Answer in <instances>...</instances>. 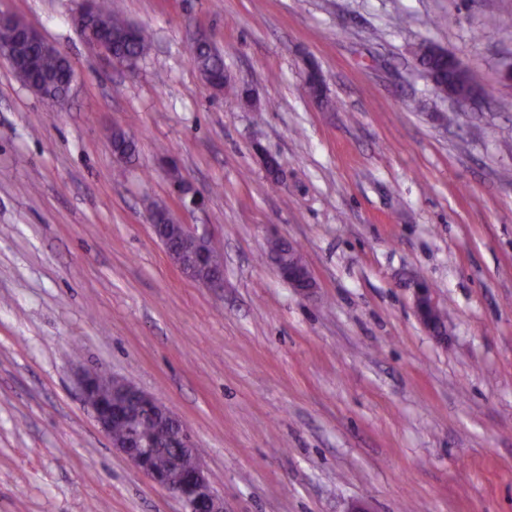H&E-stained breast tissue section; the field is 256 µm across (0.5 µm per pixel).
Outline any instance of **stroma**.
I'll use <instances>...</instances> for the list:
<instances>
[{
    "label": "stroma",
    "mask_w": 512,
    "mask_h": 512,
    "mask_svg": "<svg viewBox=\"0 0 512 512\" xmlns=\"http://www.w3.org/2000/svg\"><path fill=\"white\" fill-rule=\"evenodd\" d=\"M115 5L153 35L130 71L75 29L84 0H0L75 71L55 104L0 59V512H186L113 448L80 371L163 401L225 512H512V0ZM200 34L229 89L192 65ZM424 44L484 100L437 94ZM311 63L332 108L307 92ZM113 125L137 138L123 165ZM172 165L204 209H178ZM154 201L208 233L221 290L174 268ZM275 237L312 297L267 261ZM282 243L284 251H270L271 261L281 278L302 297H310L317 288L312 272L307 263L298 258V249L288 240L277 239ZM288 250V259L285 251ZM412 289L415 313L419 322L430 335L436 339L443 338L442 312L433 299L431 287L427 282L418 280Z\"/></svg>",
    "instance_id": "1"
}]
</instances>
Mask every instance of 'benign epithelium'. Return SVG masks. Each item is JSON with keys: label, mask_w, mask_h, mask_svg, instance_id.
Instances as JSON below:
<instances>
[{"label": "benign epithelium", "mask_w": 512, "mask_h": 512, "mask_svg": "<svg viewBox=\"0 0 512 512\" xmlns=\"http://www.w3.org/2000/svg\"><path fill=\"white\" fill-rule=\"evenodd\" d=\"M178 193L181 206L187 211L204 205V200L184 182ZM149 223L165 253L184 277L207 288L224 287V259L205 235L183 223L164 230L152 213L149 214ZM280 243L283 250L270 253L277 273L300 296L310 297L317 285L309 266L298 258V249L291 242L282 239ZM413 296L419 322L430 335L441 338L442 312L433 299L429 284L423 280L416 281ZM77 381L96 422L109 437L117 424L133 419L142 411L172 425L173 431L152 445L114 440L112 447L154 484L181 499L186 512H224V497L213 489L209 475L196 454L190 429L159 398L119 377L97 372L83 371L78 374ZM188 455L193 459L189 466L185 463ZM173 473L178 475L175 485L170 481Z\"/></svg>", "instance_id": "7a95c632"}]
</instances>
